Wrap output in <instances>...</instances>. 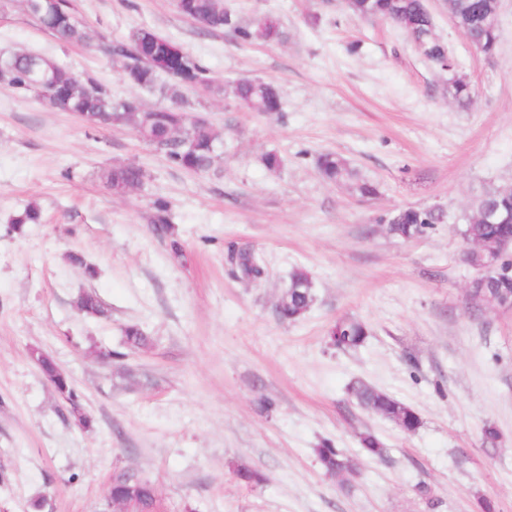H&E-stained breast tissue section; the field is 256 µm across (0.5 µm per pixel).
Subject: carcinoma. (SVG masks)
Masks as SVG:
<instances>
[{
	"instance_id": "carcinoma-1",
	"label": "carcinoma",
	"mask_w": 512,
	"mask_h": 512,
	"mask_svg": "<svg viewBox=\"0 0 512 512\" xmlns=\"http://www.w3.org/2000/svg\"><path fill=\"white\" fill-rule=\"evenodd\" d=\"M67 0H33L26 4L28 12L43 29L66 43L86 44L93 36L89 28L78 18L75 10L66 7ZM499 0H450L449 10L457 26L471 39L474 47L490 56L497 45V17ZM345 8L370 20H387L400 28L413 42L424 45V56L433 66L446 70L451 58L446 44L434 40V17L427 10L424 0H345ZM184 12L210 29H225L243 41L272 42L284 37L281 26L269 16L255 26L239 23L237 17L224 9L222 0H188ZM142 30L132 32L121 42H102L99 49L107 56H120L128 61L126 79L135 85L152 86L161 70L154 67L147 56L138 54V41ZM184 66L169 74L178 84L209 90L213 80L199 60L185 55ZM8 77L15 89L31 93L39 100L82 117L91 127L131 125L142 135V140L174 166L193 173L211 170L218 158V137L209 125L189 115L183 107H159L144 110L135 100H115L112 92L91 77L78 78L72 71L47 57L30 52L0 54V76ZM450 95L459 104L471 100V88L463 80H455L449 86ZM235 98L253 112H279L281 101L276 88L261 80L243 79L233 87ZM322 176L338 184H348L359 197L376 195L377 184L351 168L345 160L333 153H323L319 158ZM145 178V170L136 163L118 165L106 175V184L112 190L128 191L139 186ZM154 231L160 236H172L167 205L155 203ZM496 214L497 223L483 224L479 215ZM445 215L434 209L399 210L389 221L390 231L402 239H411L431 224H441ZM512 234V190L488 191L473 202V215L465 224L463 235L472 240L490 243L492 240ZM232 272L258 281L265 275L264 267L254 253L241 250L228 256ZM313 302L312 281L303 268H296L290 275L288 288L281 296L279 316L286 321L303 318ZM78 311L92 317H105L107 310L93 292L82 293L75 302ZM124 345L130 352L144 348L148 337L136 324L123 329ZM368 336L365 324L355 320H339L331 328L329 344L340 350L360 346ZM32 359L43 374L64 396L73 411L80 409V396L72 382L62 374L54 361L41 351H34ZM350 395L362 409L374 412L406 431L419 425V417L409 406L381 392L373 386L359 382L352 386ZM360 446L369 454H381L382 444L371 431L358 434ZM322 468L331 476L354 470L344 453L330 445L317 449ZM112 502L130 504L137 512H155L156 493L147 482L127 474L115 476L112 484Z\"/></svg>"
}]
</instances>
